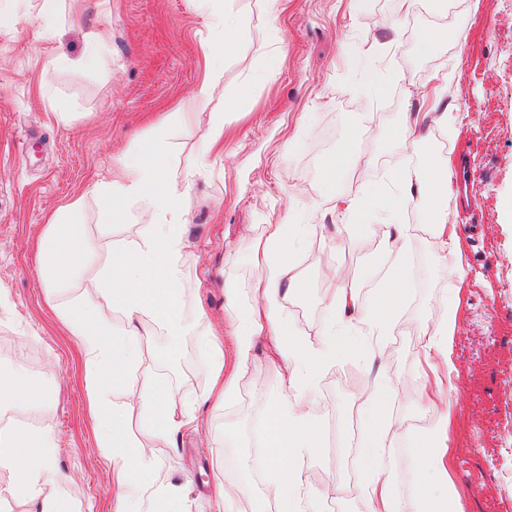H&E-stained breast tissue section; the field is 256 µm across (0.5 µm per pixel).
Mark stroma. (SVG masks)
I'll return each mask as SVG.
<instances>
[{"label": "stroma", "mask_w": 512, "mask_h": 512, "mask_svg": "<svg viewBox=\"0 0 512 512\" xmlns=\"http://www.w3.org/2000/svg\"><path fill=\"white\" fill-rule=\"evenodd\" d=\"M220 5L239 18L242 36L216 66L203 48L223 34L197 0H59L48 34L37 19L39 0H0V11L15 19L0 29V296L9 304L0 309V350L10 355L0 371L21 364L35 383L53 388V401L27 423L52 427L60 445L56 466L72 478L66 491L77 512H111L112 467L96 448L81 350L58 310L75 299L97 301L90 283L105 258L101 243L135 235L149 208L129 201L125 222L107 231L91 189L111 181L120 156L151 144L162 124L170 174L182 179L219 115L223 145L191 179L183 234L182 304L190 316L205 304L207 317L168 354L164 331L153 329L141 367L179 399L204 392L199 339L207 327L224 324V282L235 283L239 308L248 307L257 271L246 242L284 216L313 227L296 259L308 293L282 302L294 333L312 345H320L327 316L319 264H346L352 290L368 303L389 269L408 261L407 296L381 338L385 357L356 351L336 359L313 388L327 445L305 470L307 489L314 494L338 484L343 512H367L363 448L350 445L348 435L350 414L362 410L358 389L381 375L395 389L389 420L414 431L430 422L419 357L452 281L415 209L402 215L409 243L402 256L380 225L373 235L341 238L345 217L337 200L388 182L408 150L401 128L436 70L448 75V109L461 132L452 141L431 128L423 147L463 156L473 174L468 203L448 204L449 219L462 227L466 270L447 394L450 484L464 512H512V222L501 209L512 194V0H479L470 13L452 0L444 18L420 0L409 20L400 19L398 0H284L274 24L264 0ZM450 26L457 40L434 38L435 29ZM98 44L105 65H84ZM274 56L277 69L257 80ZM207 78L219 94H198ZM250 79L251 97L236 100ZM350 147L371 155L372 164L326 181L329 158ZM78 197L88 256L51 301L36 240L52 215ZM282 366L273 345L258 341L234 398L205 409L200 424L173 442L155 444L159 481L190 483L174 512H218L212 495L219 481L240 488L234 512H249L255 497L277 512L258 459L268 403L301 393L282 386ZM385 464L395 497L407 501L421 484L408 436L386 437Z\"/></svg>", "instance_id": "35a3bbf8"}]
</instances>
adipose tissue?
Wrapping results in <instances>:
<instances>
[{
  "label": "adipose tissue",
  "instance_id": "1",
  "mask_svg": "<svg viewBox=\"0 0 512 512\" xmlns=\"http://www.w3.org/2000/svg\"><path fill=\"white\" fill-rule=\"evenodd\" d=\"M428 82V96L411 117L405 134L415 162L397 166L389 185L366 189L363 196L346 201L344 209L350 223L345 231L365 235L373 225L382 224L392 228V238L398 241L405 237L402 213L417 209L442 248L453 257L449 276L461 281L465 278L460 261L462 240L457 226L448 220V173L452 160L423 151L420 146V129L425 122H432L451 135L457 129L443 102L447 76L435 72ZM118 168L117 178L93 188L100 200L102 222L109 227L125 221L126 203L131 199L150 203L148 222L141 225L136 237L115 238L105 245L106 259L94 279L100 303L74 301L59 311L61 323L80 346L88 383V409L100 422L98 446L115 474L112 512H139L144 500L166 503L172 492L152 476L147 445L126 453V416L103 402L102 391L109 387L133 398L149 443L170 440L183 427L197 421L201 407L216 408L234 397L261 336L272 337L279 346L285 366L284 383L306 388L299 399L270 404L269 423L262 435V463L273 475L279 512H317L316 503L305 495L304 472L317 449L324 447L325 437L317 419V404L308 390L326 365L353 349L354 344L348 339L352 329H364L367 336L374 338L383 336L403 300L404 274L392 272L373 303L366 305L349 288V273L343 266H325L322 275L329 290L323 303L328 319L321 344L309 346L293 333L280 301L307 292V283L295 272V256L303 248L311 227L283 220L266 225L263 238L248 245L251 261L259 271L253 284L256 301L246 310H238L237 288L233 282H225L228 329L225 337L209 332L201 338L200 346L209 356L205 370L207 389L195 406H185L173 397L161 378L140 373L139 367L148 326L160 327L173 341L190 326L181 306L182 234L188 186L170 177L169 154L160 138L142 150L124 154ZM81 207V200L72 201L38 237L37 254L47 291L70 280L83 263L86 244L77 225ZM108 306L121 311V321H112L105 315ZM460 309V289H449L442 313L423 346L424 361L439 360L445 371L454 367L450 344ZM430 383L433 392L428 397V409L433 421L414 439L419 450L418 470L426 480L407 507L393 496L384 477L383 440L390 428L384 411L394 390L376 378L361 392L368 512H463L459 497L448 483L451 420L445 407L446 380L436 373ZM58 450L50 428L31 429L22 423L0 426V469L11 474L9 495L29 504L31 512H75L63 491L68 479L54 466Z\"/></svg>",
  "mask_w": 512,
  "mask_h": 512
}]
</instances>
